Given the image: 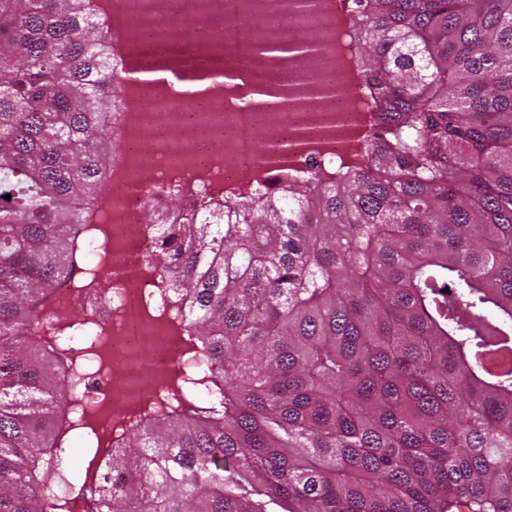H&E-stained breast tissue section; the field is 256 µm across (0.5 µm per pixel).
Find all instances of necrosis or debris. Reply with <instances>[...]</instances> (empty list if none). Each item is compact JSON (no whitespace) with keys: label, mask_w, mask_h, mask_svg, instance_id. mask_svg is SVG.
Returning <instances> with one entry per match:
<instances>
[{"label":"necrosis or debris","mask_w":512,"mask_h":512,"mask_svg":"<svg viewBox=\"0 0 512 512\" xmlns=\"http://www.w3.org/2000/svg\"><path fill=\"white\" fill-rule=\"evenodd\" d=\"M106 26L116 61L127 54L146 58L185 57L221 65L237 74L234 88L212 90L200 99L163 86L139 87L124 95L121 121L112 129L119 150L112 160L106 189L112 226V267L123 277L96 308L100 320L112 323V356L124 368L120 383L90 374L85 399L109 393L114 411L141 404L157 376L183 357L172 331L158 319L168 307L157 279L144 261L157 240L145 224L146 207L168 212L170 200L183 210L211 204L222 211L225 201L271 191L288 179L336 169L352 159L359 139L370 130L374 114L362 101L336 95L306 94L298 106L273 112L253 107L248 87L269 75L271 64L254 51L258 32L246 25L252 15L275 21L270 37L295 39L317 34L322 50L289 62L288 85L316 77L362 93L352 80L349 48L336 35L347 27L351 0H318L305 24H295L294 0H108ZM233 29L232 39L215 40L213 26ZM270 144L300 141L279 162H270L256 146L257 132ZM154 162L152 178L143 176V159Z\"/></svg>","instance_id":"necrosis-or-debris-1"}]
</instances>
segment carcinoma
Listing matches in <instances>:
<instances>
[{
    "instance_id": "cac0c4a2",
    "label": "carcinoma",
    "mask_w": 512,
    "mask_h": 512,
    "mask_svg": "<svg viewBox=\"0 0 512 512\" xmlns=\"http://www.w3.org/2000/svg\"><path fill=\"white\" fill-rule=\"evenodd\" d=\"M353 2L360 162L146 210L196 368L101 432L77 393L104 323L54 294L112 288L123 88L88 0H0V512H512V371L480 362L512 347V0Z\"/></svg>"
}]
</instances>
